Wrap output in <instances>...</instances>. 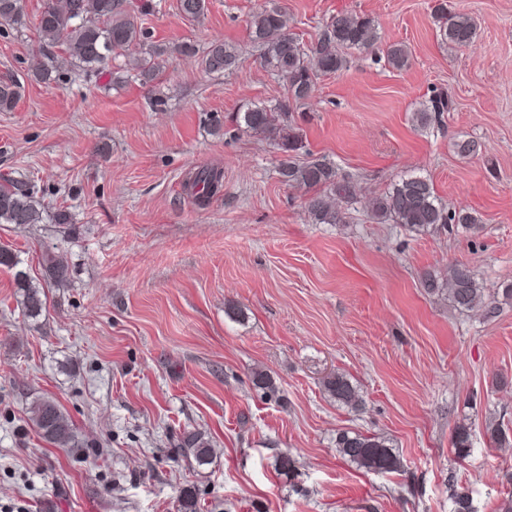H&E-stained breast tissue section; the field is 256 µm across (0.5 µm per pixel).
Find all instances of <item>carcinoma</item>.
Segmentation results:
<instances>
[{"label":"carcinoma","mask_w":512,"mask_h":512,"mask_svg":"<svg viewBox=\"0 0 512 512\" xmlns=\"http://www.w3.org/2000/svg\"><path fill=\"white\" fill-rule=\"evenodd\" d=\"M176 8L183 19L195 21L207 11V0H177ZM150 0H44L36 18L41 46L39 59L31 68L36 81L49 82L56 72L55 47H63L70 61L81 66L89 75L108 74L112 82L127 78L143 85L152 84L164 68L168 56L200 55V66L208 74L235 70L239 63L237 48L217 40L199 52L190 43L169 47L149 40L140 20L152 11ZM441 40L456 46L473 43L476 27L465 15L448 12L447 5L435 7ZM0 25L17 31L28 27L24 0H0ZM378 22L366 14L341 12L330 17L318 39L306 46L286 29L284 13L275 0H267L250 21V37L259 48L262 66L279 76L286 86V96L273 107L250 104L238 111L235 122L245 132L262 134L273 139L284 154L277 170L281 181L289 186L314 190L305 202L311 219L317 224H342L346 210L356 200L351 180L341 178L336 165L319 157L299 160L304 149L299 135L293 132L291 104L307 100L318 76L335 74L348 65L347 49L372 50L376 46ZM388 63L395 69L408 66V51L400 43L386 48ZM124 60L118 65L116 61ZM20 86L13 80H0V111L12 110L19 98ZM450 110V100L443 93L430 98V105L413 113L418 128L440 123L443 113ZM224 171L205 166L192 173L187 189L200 205L206 204L223 185ZM370 219L378 224H399L413 233H424L454 224L465 231L480 229L478 219L469 207L447 204L437 195L432 181L420 174H407L395 181L377 197ZM44 208L32 187L10 178L0 180V224L28 226L41 224ZM69 267L51 252L42 261V281L34 282L23 270L14 275L24 315L38 319L46 309L44 285H61L68 280ZM422 287L431 295H444L449 305L459 312L483 310L491 313V294L472 270L456 261L448 264L446 277L428 272ZM323 387L337 403L359 411L362 396L347 375L336 372L326 378ZM29 421L49 444L60 448H80L82 443L67 414L49 398L34 400L29 407ZM457 458L465 457L471 448L470 428L459 425L452 435ZM179 448L196 462L205 463L214 452L211 441L197 430H185L180 435ZM340 456L360 468L377 473L396 472L400 458L388 444V439L359 432H342L336 436Z\"/></svg>","instance_id":"1"}]
</instances>
